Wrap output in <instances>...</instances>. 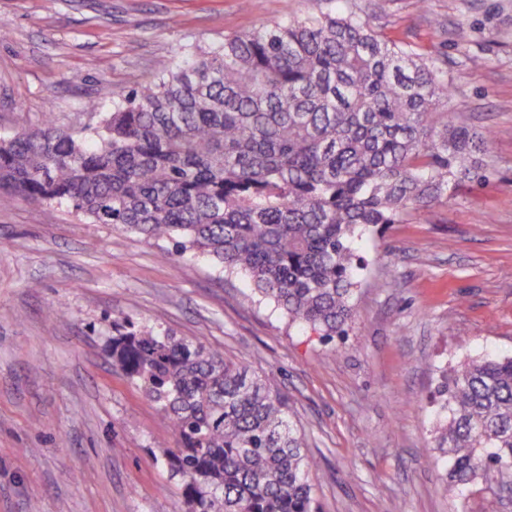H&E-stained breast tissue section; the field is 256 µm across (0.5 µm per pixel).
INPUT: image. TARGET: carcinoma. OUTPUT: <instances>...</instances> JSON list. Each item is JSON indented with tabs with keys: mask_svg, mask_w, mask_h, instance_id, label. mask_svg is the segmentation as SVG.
Masks as SVG:
<instances>
[{
	"mask_svg": "<svg viewBox=\"0 0 512 512\" xmlns=\"http://www.w3.org/2000/svg\"><path fill=\"white\" fill-rule=\"evenodd\" d=\"M450 97L443 70L352 10L263 23L160 63L90 135L48 119L1 136L0 197L210 256L329 340L354 317L355 240L486 181L487 139L448 119ZM112 330V367L176 437L189 512H318L287 395L196 340ZM435 403L448 489L512 465V356L439 368Z\"/></svg>",
	"mask_w": 512,
	"mask_h": 512,
	"instance_id": "carcinoma-1",
	"label": "carcinoma"
}]
</instances>
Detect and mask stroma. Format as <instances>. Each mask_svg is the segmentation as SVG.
I'll return each instance as SVG.
<instances>
[{
    "instance_id": "35a3bbf8",
    "label": "stroma",
    "mask_w": 512,
    "mask_h": 512,
    "mask_svg": "<svg viewBox=\"0 0 512 512\" xmlns=\"http://www.w3.org/2000/svg\"><path fill=\"white\" fill-rule=\"evenodd\" d=\"M448 73L487 136L485 183L355 244V316L326 344L206 256L0 198V512H188L176 439L112 367V319L186 336L285 392L319 512H512L489 473L448 490L435 462L437 366L512 355V0H349ZM325 0H0V136L97 127L156 62ZM100 109L88 112L86 98Z\"/></svg>"
}]
</instances>
